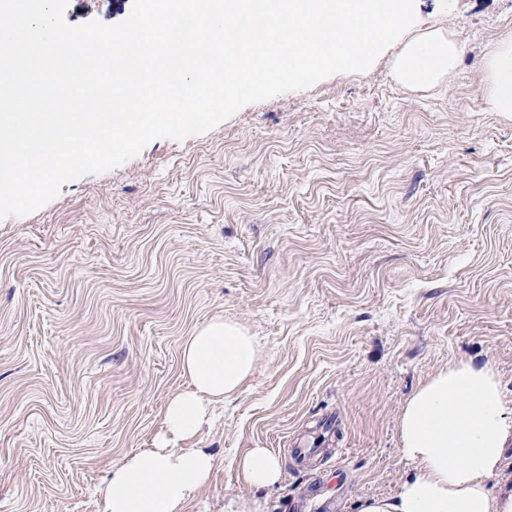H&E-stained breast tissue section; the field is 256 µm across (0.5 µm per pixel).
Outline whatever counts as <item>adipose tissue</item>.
Wrapping results in <instances>:
<instances>
[{
  "label": "adipose tissue",
  "mask_w": 512,
  "mask_h": 512,
  "mask_svg": "<svg viewBox=\"0 0 512 512\" xmlns=\"http://www.w3.org/2000/svg\"><path fill=\"white\" fill-rule=\"evenodd\" d=\"M457 54L442 34L417 36L392 76L408 89L435 87L451 76ZM483 85L490 111L512 113V33L488 51ZM257 353L254 336L221 317L184 341L180 366L188 386L167 401L152 447L113 464L99 490V512H187L216 465L193 442L213 408L241 393ZM398 431L411 471L393 495L361 499L356 512H512V487L493 484L512 447V413L492 366L462 360L433 373L405 401ZM237 467L258 487L276 484L282 473L279 458L265 448L251 449Z\"/></svg>",
  "instance_id": "adipose-tissue-1"
}]
</instances>
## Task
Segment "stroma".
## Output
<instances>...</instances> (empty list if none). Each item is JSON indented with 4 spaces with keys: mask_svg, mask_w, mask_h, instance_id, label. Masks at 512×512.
<instances>
[{
    "mask_svg": "<svg viewBox=\"0 0 512 512\" xmlns=\"http://www.w3.org/2000/svg\"><path fill=\"white\" fill-rule=\"evenodd\" d=\"M132 0H69L68 24ZM362 72L159 138L0 220V512H97L113 463L149 447L184 389L183 341L221 315L255 337L252 378L214 411L217 459L189 512H353L411 467L404 400L461 360L493 366L512 409V113L481 71L512 0H415ZM459 47L444 85L392 64L416 35ZM314 454L296 464L290 448ZM282 463L260 489L237 459Z\"/></svg>",
    "mask_w": 512,
    "mask_h": 512,
    "instance_id": "stroma-1",
    "label": "stroma"
}]
</instances>
